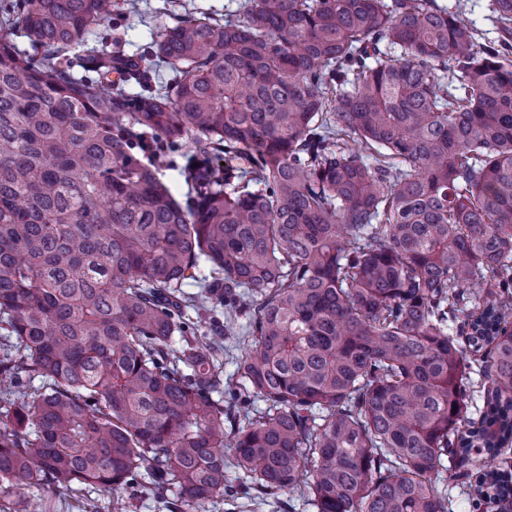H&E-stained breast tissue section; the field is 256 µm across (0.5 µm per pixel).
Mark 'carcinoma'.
<instances>
[{
	"mask_svg": "<svg viewBox=\"0 0 512 512\" xmlns=\"http://www.w3.org/2000/svg\"><path fill=\"white\" fill-rule=\"evenodd\" d=\"M492 11L480 43L438 0H244L132 57L94 39L112 0L0 4V512L127 488L202 512L226 448L316 512H448L443 472L512 503ZM184 160L176 158V164L163 166L159 171L161 179L171 188L172 192L179 200H185L189 191V186L184 174Z\"/></svg>",
	"mask_w": 512,
	"mask_h": 512,
	"instance_id": "cac0c4a2",
	"label": "carcinoma"
}]
</instances>
